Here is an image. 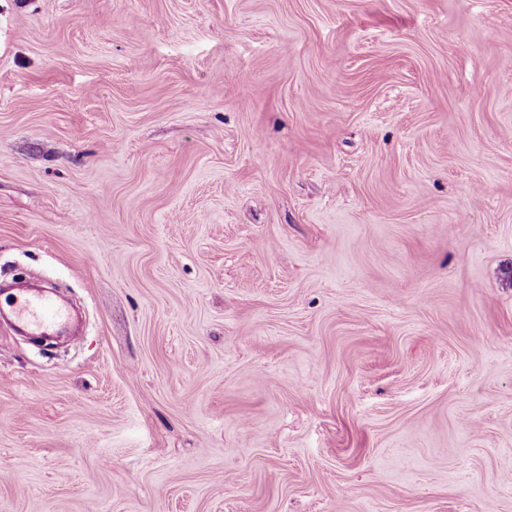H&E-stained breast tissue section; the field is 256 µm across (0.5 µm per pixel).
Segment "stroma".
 <instances>
[{"mask_svg": "<svg viewBox=\"0 0 512 512\" xmlns=\"http://www.w3.org/2000/svg\"><path fill=\"white\" fill-rule=\"evenodd\" d=\"M0 512H512V0H0ZM13 321L20 330L45 334L59 330L69 322V311L42 292L24 291L8 301Z\"/></svg>", "mask_w": 512, "mask_h": 512, "instance_id": "stroma-1", "label": "stroma"}]
</instances>
